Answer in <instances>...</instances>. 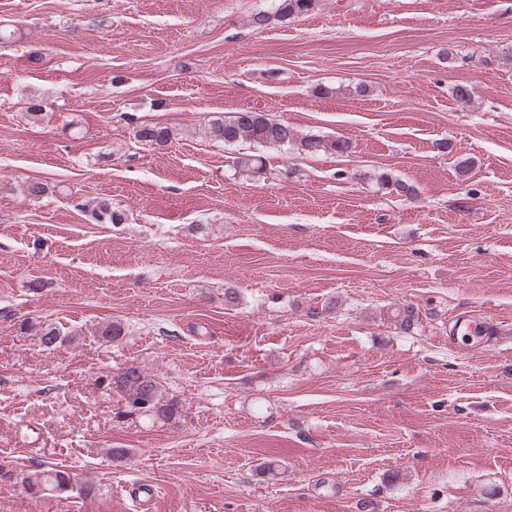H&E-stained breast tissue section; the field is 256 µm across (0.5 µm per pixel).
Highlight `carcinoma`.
<instances>
[{
    "mask_svg": "<svg viewBox=\"0 0 512 512\" xmlns=\"http://www.w3.org/2000/svg\"><path fill=\"white\" fill-rule=\"evenodd\" d=\"M319 5L320 0H276L273 11L253 14L250 23L258 29L283 24L313 12ZM133 135L142 144L163 150L173 143L178 132L168 125L141 122L133 127ZM209 135L226 144L249 140L268 148L294 146L299 153L310 155L321 152L344 155L352 149V143L347 138L317 135L300 138L291 126L260 110L236 112L224 119H214L209 125ZM233 166L242 174H259L263 170V160L256 154H242L234 159ZM376 181L382 187H392L401 196L411 197L415 193L412 185L393 179L387 173L376 176ZM92 216L99 223L121 224L125 221L124 213L113 209L105 200L93 210ZM420 314V307L413 303L392 306L385 312L387 320L405 334L414 332L420 322ZM110 385L121 401L127 403V407L120 411L122 415L136 410L138 416L164 425L177 422L181 416L179 401L166 394L163 385L153 374L137 365L132 364L113 373ZM0 476L16 480L26 493L32 495L45 491L65 494L70 492L71 487L70 473L51 463L34 472H17L7 469V464L0 462Z\"/></svg>",
    "mask_w": 512,
    "mask_h": 512,
    "instance_id": "obj_1",
    "label": "carcinoma"
}]
</instances>
